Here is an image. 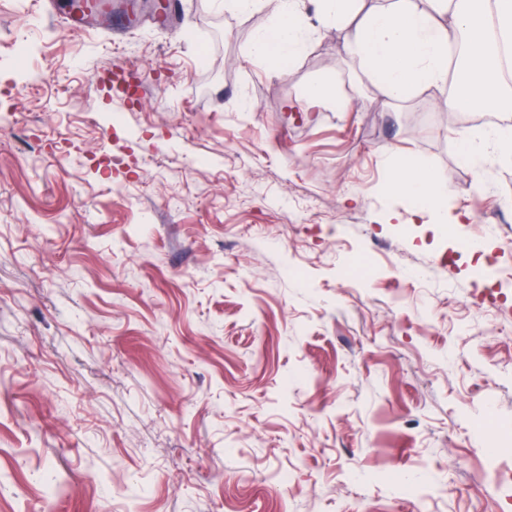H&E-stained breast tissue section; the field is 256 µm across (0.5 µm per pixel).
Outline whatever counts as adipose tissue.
Listing matches in <instances>:
<instances>
[{"instance_id":"adipose-tissue-1","label":"adipose tissue","mask_w":512,"mask_h":512,"mask_svg":"<svg viewBox=\"0 0 512 512\" xmlns=\"http://www.w3.org/2000/svg\"><path fill=\"white\" fill-rule=\"evenodd\" d=\"M318 15L325 23L343 25L359 17L344 49L359 57L361 78L378 83L383 97L400 100L410 92L455 82L457 93L445 100L448 108L468 112H497L500 120L472 136L460 131L463 160L483 170L490 157L512 161V115L502 102L511 93L501 82L496 44L512 41V0H495V28H488L478 0H385L379 9L359 15V0H317ZM297 0H274L270 23L251 43L252 56L279 60L296 58L305 50L314 25L296 8ZM450 14L448 24L437 21ZM461 44L456 69H449L448 49ZM392 189L417 202L416 216L432 217L434 223L462 229L470 223L466 212L450 213L448 188L441 177L420 164L399 163Z\"/></svg>"}]
</instances>
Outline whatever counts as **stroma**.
Instances as JSON below:
<instances>
[{
	"label": "stroma",
	"instance_id": "1",
	"mask_svg": "<svg viewBox=\"0 0 512 512\" xmlns=\"http://www.w3.org/2000/svg\"><path fill=\"white\" fill-rule=\"evenodd\" d=\"M270 11L116 43L0 0V512H512V165L486 189L457 142L486 113L381 99L347 28L247 58ZM396 179L392 190L409 195L417 201L414 217L432 216L430 224H448L451 230H457L462 237L463 224L471 223L467 212L448 213V188L438 175H432L420 164L393 162Z\"/></svg>",
	"mask_w": 512,
	"mask_h": 512
}]
</instances>
